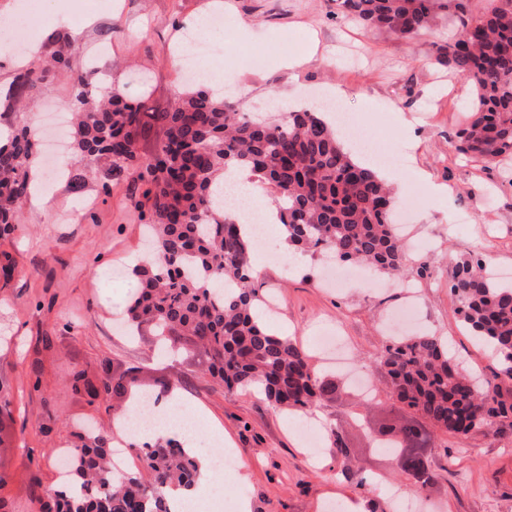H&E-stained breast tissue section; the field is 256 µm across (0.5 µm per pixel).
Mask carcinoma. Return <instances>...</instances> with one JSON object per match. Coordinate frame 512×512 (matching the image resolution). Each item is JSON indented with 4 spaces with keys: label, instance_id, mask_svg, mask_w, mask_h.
<instances>
[{
    "label": "carcinoma",
    "instance_id": "obj_1",
    "mask_svg": "<svg viewBox=\"0 0 512 512\" xmlns=\"http://www.w3.org/2000/svg\"><path fill=\"white\" fill-rule=\"evenodd\" d=\"M337 11L366 29L412 39L438 19L448 40L434 44L435 61L469 82L474 111L458 133L457 151L491 163L512 157V0H336ZM49 67L19 70L5 106L44 79L48 68H70L72 41L55 38ZM69 106L76 117L70 177L81 187L85 172L102 174L108 194L125 186L147 224L153 253L134 268L138 296L127 309L131 326L151 329L166 348L192 343L208 359L207 372L225 389L253 387L275 407L322 408L336 398V382L320 376L310 355L288 337L272 334L255 314L264 299L253 286L254 243L236 222L214 208L213 190L224 171L249 170L277 197L279 222L297 251L331 252L384 275L405 274L403 243L393 220L391 192L373 169L345 149L336 129L308 110L265 118L241 112L211 86H184L166 110L148 112L122 89L74 81ZM161 129L154 152L141 145ZM36 141L27 129L0 138V238L12 234L31 190ZM448 287L472 339L499 361L493 380L471 375L448 353L440 336L419 332L390 339L375 360L390 400L410 410L405 424H384L381 441L398 449L410 491L437 480L428 463L435 433L465 439L482 432L512 439V282L484 273L476 256L457 260ZM95 384L73 373V391L89 401L121 398L138 378L102 366ZM71 449L72 480L46 512H172L175 491H187L199 463L179 441L135 444L142 471L110 474V438L83 430Z\"/></svg>",
    "mask_w": 512,
    "mask_h": 512
}]
</instances>
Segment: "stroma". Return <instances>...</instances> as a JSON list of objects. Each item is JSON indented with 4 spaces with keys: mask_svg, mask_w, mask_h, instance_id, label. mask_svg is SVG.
<instances>
[{
    "mask_svg": "<svg viewBox=\"0 0 512 512\" xmlns=\"http://www.w3.org/2000/svg\"><path fill=\"white\" fill-rule=\"evenodd\" d=\"M219 1L256 34L246 43L232 28L208 40L209 55L224 65V89L243 111L274 103L317 111L322 104L314 92L321 89L356 112L358 135L348 140L356 157L364 155L361 135L370 136L374 151L404 154L406 164L395 174L414 180L426 197L417 209L411 199L401 202L413 210L411 262L427 265L415 279L419 313L411 328L442 336L463 367L489 373L497 359L468 335L448 270L453 260L485 250L512 267V179L502 166L467 160L455 148L473 92L432 55L447 26L399 38L336 18L333 0H39L35 16L53 9L64 20L32 27L40 51L34 59L28 51L18 53L17 67L41 65L59 31L80 30L77 49L70 70L48 87L29 90L19 111L0 115V128L25 125L40 141L51 139V108L69 101L74 78L88 75L94 62L132 101L169 107L184 83L170 64L173 46L184 39L189 20L213 13ZM253 55L262 56L261 70L247 66ZM298 56L307 59L298 70L279 67V59ZM40 175L45 194L27 199L13 239L0 245L16 261L11 281L0 288V399L8 403L0 422L10 440L0 447V501L8 512H39L38 498L60 484L58 458L73 447L83 424L107 430L113 447L129 446V437L109 426L129 408L128 398L90 403L70 390L73 371L97 381L105 363L116 372L135 369L149 390L159 379L175 383L170 401L198 419L189 445L197 459L235 450L236 471L201 490L200 500L232 498L245 512H336L351 504L360 512H396L385 490L406 488L408 480L398 456L375 446L393 410L372 362L405 294L368 281L323 287L324 257L284 254L275 235L253 252L257 287L278 297L276 308L262 311L268 327L305 347L317 327L341 326L357 367L375 389V406L359 408L355 388L335 373L336 398L321 413L326 426L342 431L351 454L345 458L325 446L315 456L303 443L308 421L302 414L278 411L255 392L214 384L193 347L164 357L151 329L134 337L120 329L139 288L133 265L145 258L142 224L124 187L106 195L90 176L75 191L48 170ZM44 336L50 348L37 349ZM448 445L449 453H431L439 478L419 496L423 512H512V440L475 434ZM33 475L41 482L34 497L27 491ZM360 476L375 478V485L357 487Z\"/></svg>",
    "mask_w": 512,
    "mask_h": 512,
    "instance_id": "1",
    "label": "stroma"
}]
</instances>
